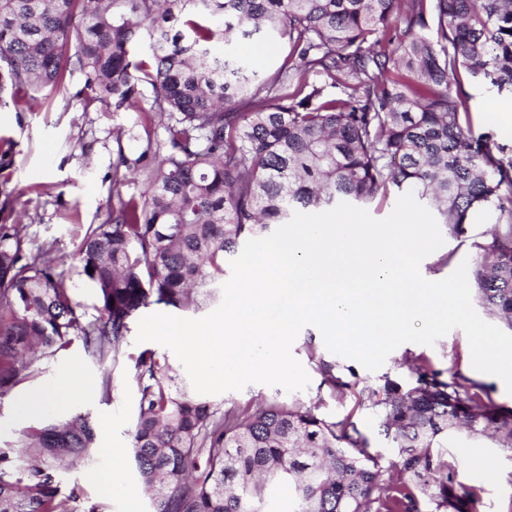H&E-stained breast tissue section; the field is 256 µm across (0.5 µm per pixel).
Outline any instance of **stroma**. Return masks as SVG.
Here are the masks:
<instances>
[{
  "label": "stroma",
  "instance_id": "35a3bbf8",
  "mask_svg": "<svg viewBox=\"0 0 512 512\" xmlns=\"http://www.w3.org/2000/svg\"><path fill=\"white\" fill-rule=\"evenodd\" d=\"M136 118V113L114 111L111 101L97 99L85 91L76 74L49 93L35 111H24L11 103L0 107V225L20 226L26 251H43L48 257L63 261L86 323L97 316L94 290L69 258L88 225L101 224L109 218L118 197L136 195L143 189L141 176L131 171L122 184L112 180V164L118 155L136 158L148 139L164 135L158 125L147 132L135 127ZM120 127L127 134L119 139L115 131ZM489 228L486 222L469 225L462 238L444 232L445 243L439 254L429 255L421 264L423 277L432 281L444 279L463 260L472 259L469 239ZM443 254L451 257L445 266L439 262ZM137 331V322H130L126 354L114 363L102 364L92 359L78 340L52 356L26 355L33 377L0 397V452L10 458L13 478L23 482L29 464L20 455L19 441L25 423L16 409L17 397L71 372L95 385L100 384L103 374H110L109 392L98 391L90 401L74 398L65 410L66 416L81 414L92 420L99 448L92 463L63 465L55 473L57 497L65 502L68 512L154 510L147 493H140L134 500L124 493L125 487L140 484L131 440L139 394L127 379L133 356L144 349L136 341ZM292 354L310 377L305 390L293 394L278 386L254 383L240 391L211 396V403H235L253 409L274 398L285 402L300 399L316 406L318 414L327 420L351 417L368 438L372 452L385 462L394 459L397 451L381 434L372 412L359 406L358 394L363 387L376 388L388 379L406 387L412 383L416 368L424 367L440 371L446 378L457 376L465 384L483 385L493 402L512 408V394L507 393L503 381L473 368L468 339L459 329L450 331L432 347L401 345L373 373L359 363L340 359L336 375L343 386L335 391L324 385L318 370L319 360L331 359L332 354L316 327L301 330ZM463 447L473 448L489 462L486 473H478L468 460L460 458ZM448 456L458 462V481L478 487L482 512H512L511 451L455 431L448 439Z\"/></svg>",
  "mask_w": 512,
  "mask_h": 512
}]
</instances>
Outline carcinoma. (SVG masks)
<instances>
[{"mask_svg":"<svg viewBox=\"0 0 512 512\" xmlns=\"http://www.w3.org/2000/svg\"><path fill=\"white\" fill-rule=\"evenodd\" d=\"M275 35L288 53L266 69L216 43ZM149 43L136 58L134 45ZM77 71L115 110L144 102L139 122L165 137L134 160L145 181L91 224L72 254L95 291L97 321L81 323L65 272L27 253L0 227V395L27 376L20 357L53 355L78 337L103 363L127 346L148 306L199 308L248 239L293 213L414 193L457 236L479 216L468 281L512 329V150L474 132L464 80L512 96V0H0V103L40 104ZM93 273H88V268ZM140 395L132 431L155 512H265L274 490L295 512H480L479 490L457 481L448 432L498 435L512 451V410L420 368L404 389L367 387L371 409L409 482L392 486L368 439L346 417L278 399L221 409L176 382L165 354L146 349L130 375ZM89 418L23 431L29 469L19 497L0 453V512H65L54 465L92 462Z\"/></svg>","mask_w":512,"mask_h":512,"instance_id":"obj_1","label":"carcinoma"}]
</instances>
